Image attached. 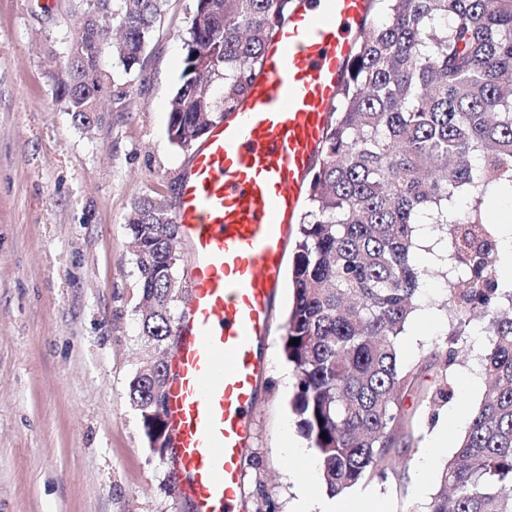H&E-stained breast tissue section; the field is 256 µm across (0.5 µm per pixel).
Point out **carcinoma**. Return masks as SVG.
<instances>
[{"mask_svg": "<svg viewBox=\"0 0 512 512\" xmlns=\"http://www.w3.org/2000/svg\"><path fill=\"white\" fill-rule=\"evenodd\" d=\"M108 2L90 4L93 29L73 33L54 77L57 98L83 126L114 112L98 66L104 30L94 21ZM164 2L120 0L112 10L121 33L112 54L126 72L143 70ZM292 2L196 0L170 103L174 146L192 149L237 111ZM370 2L298 221L283 337L296 378L291 411L318 453L329 496L385 475L408 424L401 395L422 378L401 366L398 340L435 274L415 260L418 225L428 224L447 241L453 335L477 317L486 323L479 362L487 388L424 512H512V271L501 263L504 236L482 211L492 189L512 197V0ZM462 197L471 201L464 211ZM129 230L141 336L162 352L176 335L179 288L168 272L180 260L172 250L178 225L146 197L134 204ZM168 378L165 364L136 373L129 386L149 439L162 430L153 388Z\"/></svg>", "mask_w": 512, "mask_h": 512, "instance_id": "carcinoma-1", "label": "carcinoma"}]
</instances>
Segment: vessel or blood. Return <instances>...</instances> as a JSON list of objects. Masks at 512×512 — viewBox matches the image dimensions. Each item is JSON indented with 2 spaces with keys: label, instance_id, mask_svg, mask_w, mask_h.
I'll return each instance as SVG.
<instances>
[{
  "label": "vessel or blood",
  "instance_id": "b4317fda",
  "mask_svg": "<svg viewBox=\"0 0 512 512\" xmlns=\"http://www.w3.org/2000/svg\"><path fill=\"white\" fill-rule=\"evenodd\" d=\"M369 0H296L238 112L195 151L174 215L188 288L165 416L191 512H241V462L288 230Z\"/></svg>",
  "mask_w": 512,
  "mask_h": 512
}]
</instances>
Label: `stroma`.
<instances>
[{
	"label": "stroma",
	"instance_id": "35a3bbf8",
	"mask_svg": "<svg viewBox=\"0 0 512 512\" xmlns=\"http://www.w3.org/2000/svg\"><path fill=\"white\" fill-rule=\"evenodd\" d=\"M195 6L168 0L142 72L125 73L104 45L100 67L124 91L123 108L84 128L56 99L53 77L85 0H0V512H188L129 399L131 378L156 351L140 333L128 221L143 197L175 210L192 158L169 142L167 127ZM292 263L285 250L254 443L242 463L243 512H291L299 496L326 495L317 452L290 407L296 387L283 336ZM447 287L428 279L398 341L403 367L447 351ZM481 327L470 328L451 399L406 394L408 437L385 476L344 492L345 500L368 496L379 512H422L485 391L484 379L472 377ZM291 443L306 457L288 456Z\"/></svg>",
	"mask_w": 512,
	"mask_h": 512
}]
</instances>
